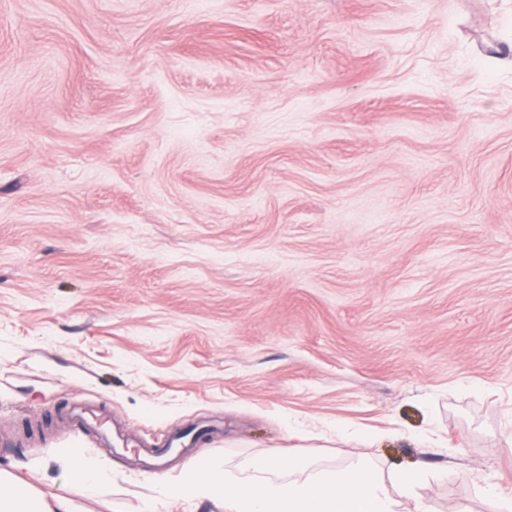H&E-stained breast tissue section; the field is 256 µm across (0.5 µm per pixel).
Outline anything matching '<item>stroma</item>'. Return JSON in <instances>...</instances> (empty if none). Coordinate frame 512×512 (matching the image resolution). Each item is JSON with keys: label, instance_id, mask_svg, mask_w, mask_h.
<instances>
[{"label": "stroma", "instance_id": "1", "mask_svg": "<svg viewBox=\"0 0 512 512\" xmlns=\"http://www.w3.org/2000/svg\"><path fill=\"white\" fill-rule=\"evenodd\" d=\"M512 0H0V468L512 494ZM111 416L120 451L79 431ZM65 461L71 478V495H94L106 479L104 469L80 448H68Z\"/></svg>", "mask_w": 512, "mask_h": 512}]
</instances>
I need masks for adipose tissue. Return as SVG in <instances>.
I'll list each match as a JSON object with an SVG mask.
<instances>
[{
  "label": "adipose tissue",
  "instance_id": "1",
  "mask_svg": "<svg viewBox=\"0 0 512 512\" xmlns=\"http://www.w3.org/2000/svg\"><path fill=\"white\" fill-rule=\"evenodd\" d=\"M64 456L70 495L44 500L28 482L0 470V512H76L75 496L96 494L106 473L81 449H67ZM280 465L278 457L266 453L252 461V476L231 479L203 459L177 475L159 478L160 496L184 502L220 500L225 512H402L389 484L410 493L420 480L418 471L395 467L383 477L362 462L284 481L273 476Z\"/></svg>",
  "mask_w": 512,
  "mask_h": 512
}]
</instances>
